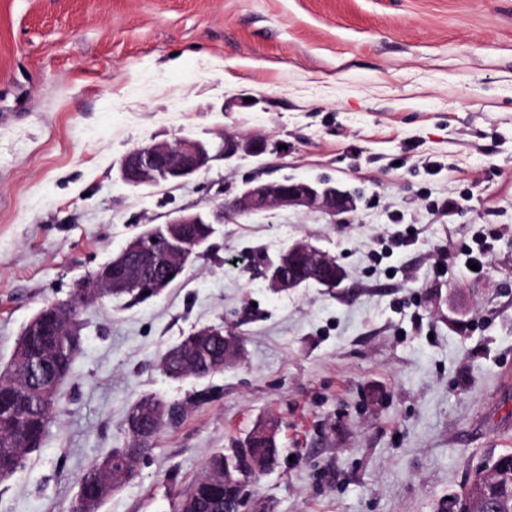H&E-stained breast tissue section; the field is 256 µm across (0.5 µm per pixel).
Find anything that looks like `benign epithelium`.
Listing matches in <instances>:
<instances>
[{"instance_id": "1", "label": "benign epithelium", "mask_w": 512, "mask_h": 512, "mask_svg": "<svg viewBox=\"0 0 512 512\" xmlns=\"http://www.w3.org/2000/svg\"><path fill=\"white\" fill-rule=\"evenodd\" d=\"M268 150V141L248 135H224V160L259 157ZM213 156L201 141L183 138L173 143H148L129 151L120 168L121 181L138 189L162 183H182L207 170ZM359 196L330 180L295 181L287 178L274 181L249 180L230 201L211 208L181 210L162 224L161 230L143 229L132 236L121 251L108 262L76 283L74 295L85 301L104 293L120 295L133 288L154 295L168 287L169 274L192 264L193 251L183 243L186 224H222L228 214H250L280 208L305 207L329 215L356 209ZM264 278L276 291H288L304 283H314L328 290L344 283L345 269L328 251L306 239L288 245L285 253L269 263ZM224 337V365L240 361L243 346L224 328L205 326L192 333L188 347H178L168 354L183 372L197 367L194 350H208L216 337ZM278 426L274 422L259 424L250 431L249 441L259 442L272 450L277 444ZM282 459L254 455L249 448H235L231 458L224 460V512H243L246 486L254 474L278 469Z\"/></svg>"}]
</instances>
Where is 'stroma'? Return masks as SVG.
I'll return each mask as SVG.
<instances>
[{"instance_id": "35a3bbf8", "label": "stroma", "mask_w": 512, "mask_h": 512, "mask_svg": "<svg viewBox=\"0 0 512 512\" xmlns=\"http://www.w3.org/2000/svg\"><path fill=\"white\" fill-rule=\"evenodd\" d=\"M228 133L269 150L225 160ZM183 137L210 147L205 172L121 182L132 148ZM285 177L360 200L229 216L161 296L85 307L74 376L0 512H70L151 394L187 410L101 512H173L264 419L289 462L248 485L250 512H451L512 449V0H0V369L136 232ZM488 229L478 275L455 245ZM306 236L342 288L272 292L258 264ZM211 325L243 337L238 366L158 370Z\"/></svg>"}]
</instances>
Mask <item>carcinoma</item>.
Masks as SVG:
<instances>
[{
    "label": "carcinoma",
    "instance_id": "1",
    "mask_svg": "<svg viewBox=\"0 0 512 512\" xmlns=\"http://www.w3.org/2000/svg\"><path fill=\"white\" fill-rule=\"evenodd\" d=\"M84 302L73 297L61 306L48 303L42 310L46 321L53 324L59 319L75 318ZM51 345L57 350V357L39 366V371L31 377H25L15 370L14 361H9L5 371L0 373V479L14 475L24 466L27 456L33 452L29 447L34 441L46 439L52 419V411L44 407V393L50 391V397L57 395L60 387L74 375L75 358L69 355L68 342L64 336H35L26 338L25 352L31 361H39L42 349ZM198 377L206 378L224 371V364L217 361L214 351L198 355ZM154 404L158 409L160 430L170 426L165 409L169 402L155 396L140 399L131 408L128 420L137 417L141 406ZM131 465L126 448H113L96 459L79 480V491L71 512H101L103 504L112 497L117 486L103 484V478L112 477ZM213 474L224 475V452L212 454L204 464L203 473L195 482L192 490L181 498L175 512H224L223 482L207 480ZM504 488L499 494V512H512V463L502 478Z\"/></svg>",
    "mask_w": 512,
    "mask_h": 512
}]
</instances>
